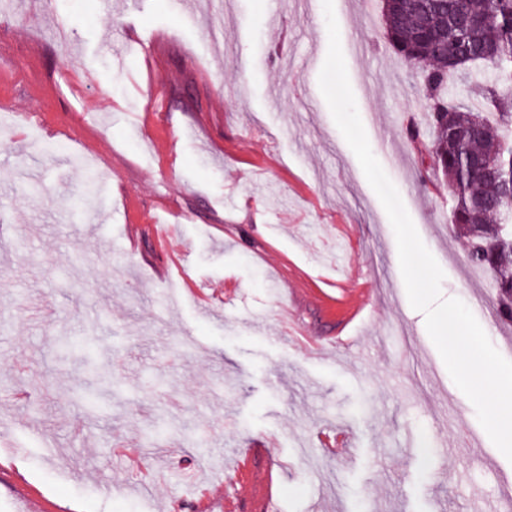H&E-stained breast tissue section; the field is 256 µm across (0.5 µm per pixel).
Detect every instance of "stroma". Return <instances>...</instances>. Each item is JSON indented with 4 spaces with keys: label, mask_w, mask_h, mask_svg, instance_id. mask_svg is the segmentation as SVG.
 <instances>
[{
    "label": "stroma",
    "mask_w": 512,
    "mask_h": 512,
    "mask_svg": "<svg viewBox=\"0 0 512 512\" xmlns=\"http://www.w3.org/2000/svg\"><path fill=\"white\" fill-rule=\"evenodd\" d=\"M334 7L371 149L443 297L512 360L493 276L454 263L448 184L406 138L425 103L382 0ZM327 48L322 0H0V512L11 471L39 512H222L266 480L275 512H502L512 462L409 303L319 89ZM146 106L148 123L127 119ZM285 303L341 343L305 357ZM84 336L95 364L66 347ZM336 425L356 447L334 460L319 437Z\"/></svg>",
    "instance_id": "1"
}]
</instances>
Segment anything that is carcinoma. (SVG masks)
I'll use <instances>...</instances> for the list:
<instances>
[{
    "instance_id": "obj_1",
    "label": "carcinoma",
    "mask_w": 512,
    "mask_h": 512,
    "mask_svg": "<svg viewBox=\"0 0 512 512\" xmlns=\"http://www.w3.org/2000/svg\"><path fill=\"white\" fill-rule=\"evenodd\" d=\"M388 44L419 69L434 171L472 264L494 274L497 315L512 323V0H405L383 5ZM478 80L476 101L455 90ZM465 158L485 169L461 172Z\"/></svg>"
}]
</instances>
